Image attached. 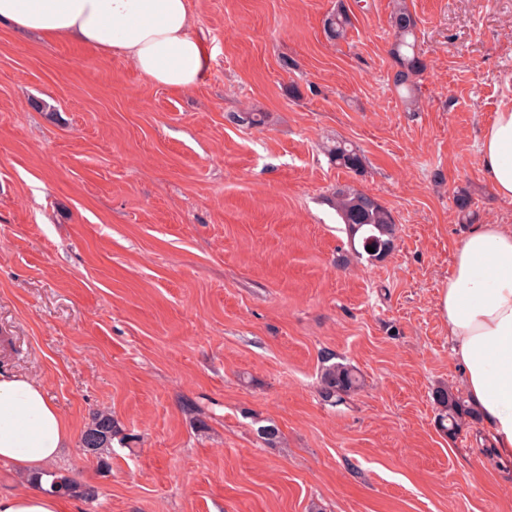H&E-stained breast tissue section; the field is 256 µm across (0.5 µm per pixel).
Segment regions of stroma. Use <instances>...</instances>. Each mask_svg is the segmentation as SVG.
<instances>
[{"mask_svg":"<svg viewBox=\"0 0 512 512\" xmlns=\"http://www.w3.org/2000/svg\"><path fill=\"white\" fill-rule=\"evenodd\" d=\"M407 5L412 110L393 0H191L208 62L185 90L0 27V372L70 426L56 468L98 496L69 512H512V463L480 420L444 435L432 398L466 392L437 310L469 229L454 198L512 225L479 154L512 106V0ZM250 111L264 125L228 119ZM336 137L363 173L329 160ZM344 184L391 210L384 259L350 248ZM329 356L365 378L335 405ZM98 411L131 436L103 464L81 446ZM394 43L391 55L397 66L393 75V86L403 101L413 107L417 100L413 95L414 78L425 69V63L416 51V21L406 0H395L390 16ZM351 25L349 14L344 10H337L325 20V32L329 38L339 41L347 36L348 27ZM325 151L337 167L357 173L364 168V156L360 149L342 138L326 143Z\"/></svg>","mask_w":512,"mask_h":512,"instance_id":"stroma-1","label":"stroma"}]
</instances>
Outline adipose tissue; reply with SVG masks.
Returning <instances> with one entry per match:
<instances>
[{
  "label": "adipose tissue",
  "instance_id": "obj_1",
  "mask_svg": "<svg viewBox=\"0 0 512 512\" xmlns=\"http://www.w3.org/2000/svg\"><path fill=\"white\" fill-rule=\"evenodd\" d=\"M193 24L190 0H0V25L129 59L171 89L194 87L202 75L206 52ZM480 159L496 193L512 199V110L483 131ZM437 308L470 401L500 458L512 461V227L482 224L463 238ZM69 438L38 382L0 374V473L35 480L26 492L0 494V512H63L64 498L36 480Z\"/></svg>",
  "mask_w": 512,
  "mask_h": 512
}]
</instances>
